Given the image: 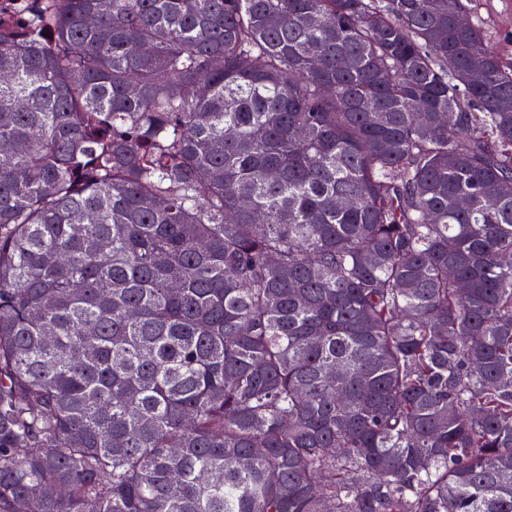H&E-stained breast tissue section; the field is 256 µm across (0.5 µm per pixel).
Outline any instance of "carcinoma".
Here are the masks:
<instances>
[{
  "instance_id": "1",
  "label": "carcinoma",
  "mask_w": 512,
  "mask_h": 512,
  "mask_svg": "<svg viewBox=\"0 0 512 512\" xmlns=\"http://www.w3.org/2000/svg\"><path fill=\"white\" fill-rule=\"evenodd\" d=\"M472 2L0 0V512H512Z\"/></svg>"
}]
</instances>
